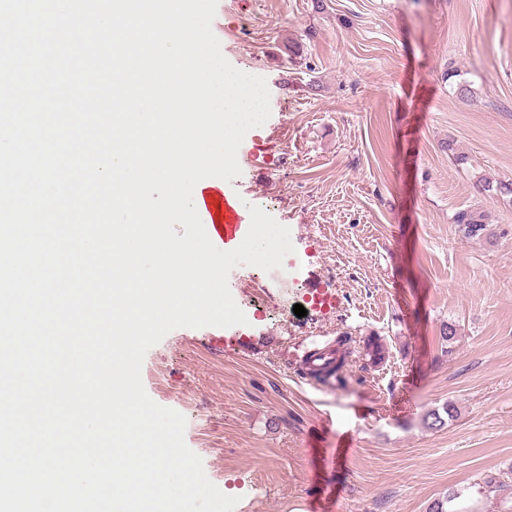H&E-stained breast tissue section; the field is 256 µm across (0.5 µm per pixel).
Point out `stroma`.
Masks as SVG:
<instances>
[{"label": "stroma", "mask_w": 512, "mask_h": 512, "mask_svg": "<svg viewBox=\"0 0 512 512\" xmlns=\"http://www.w3.org/2000/svg\"><path fill=\"white\" fill-rule=\"evenodd\" d=\"M212 29L270 92L230 189L289 228L299 302L338 304L256 313L243 347L175 329L145 356L147 394L186 417L235 512H322L326 486L335 512H429L452 491L488 512L480 479L512 476V202L490 191L512 182V0H218ZM462 210L484 237H462ZM370 341L386 366L361 359ZM336 343L341 379L314 389L299 359ZM344 432L347 462L311 484L310 451ZM485 215L473 212H459L455 218V224H458L460 232L465 238H481L487 231V224L484 223Z\"/></svg>", "instance_id": "35a3bbf8"}]
</instances>
